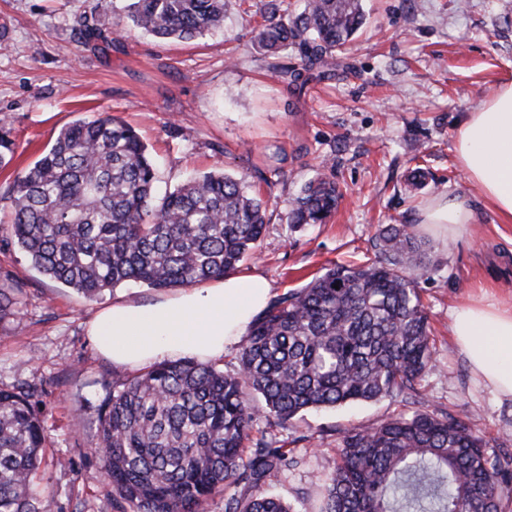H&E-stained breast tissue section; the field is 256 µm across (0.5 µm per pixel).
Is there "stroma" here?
<instances>
[{
	"label": "stroma",
	"instance_id": "1",
	"mask_svg": "<svg viewBox=\"0 0 512 512\" xmlns=\"http://www.w3.org/2000/svg\"><path fill=\"white\" fill-rule=\"evenodd\" d=\"M268 0H231L223 30L161 43L136 29L116 34L122 0H0V195L53 144L65 125L100 114L135 128L157 163L159 186L224 169L245 177L267 203L255 256L238 273L264 275L273 295L325 268L373 259L385 224L412 225L432 246L418 283L434 339L422 387L433 407L464 417L503 461H512V401L477 379L450 332L454 309L490 294L512 298V223L470 188L454 145L467 112L512 78V0H362L365 23L337 53L336 72L296 81V50L266 55L253 36ZM96 34L85 38V27ZM343 196L323 224H289L286 202L318 169ZM418 187H411L415 173ZM466 196L476 222L457 237L423 224L439 194ZM0 284L16 289L0 322V387L44 389L48 430L39 475L51 512H99L105 475L90 445L98 409L122 370L100 355L88 321L113 300L147 303L158 292L128 282L89 300L35 270L0 230ZM381 400L309 412L285 427L300 466L269 488L300 512H317V478L332 465L342 431L384 419Z\"/></svg>",
	"mask_w": 512,
	"mask_h": 512
}]
</instances>
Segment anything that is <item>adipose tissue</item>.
Wrapping results in <instances>:
<instances>
[{
  "label": "adipose tissue",
  "instance_id": "obj_1",
  "mask_svg": "<svg viewBox=\"0 0 512 512\" xmlns=\"http://www.w3.org/2000/svg\"><path fill=\"white\" fill-rule=\"evenodd\" d=\"M457 164L502 223L512 222V81L462 122ZM474 220L467 198L440 195L424 214L456 235ZM270 300L259 274H229L207 288H185L141 305L116 301L88 325L97 349L119 367L139 369L164 358H222L226 346L247 335ZM452 333L477 377L502 399L512 400V303L470 301L459 305Z\"/></svg>",
  "mask_w": 512,
  "mask_h": 512
}]
</instances>
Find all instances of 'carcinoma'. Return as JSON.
Wrapping results in <instances>:
<instances>
[{
    "label": "carcinoma",
    "mask_w": 512,
    "mask_h": 512,
    "mask_svg": "<svg viewBox=\"0 0 512 512\" xmlns=\"http://www.w3.org/2000/svg\"><path fill=\"white\" fill-rule=\"evenodd\" d=\"M124 2L135 29L181 42L223 27L229 4ZM279 12L268 4L257 47L296 50L317 78L364 21L361 0H306L291 18ZM155 182L130 125L78 119L9 185L10 238L41 274L89 300L131 281L193 286L255 253L266 203L245 178L210 171L160 198ZM340 197L336 181L316 173L288 201L289 223H323ZM374 248L370 263L330 267L272 298L235 370L183 358L113 381L93 442L104 510L205 512L222 492L224 512H296L265 485L300 458L287 441L255 435L256 421L285 426L310 410L388 399L406 410L343 433L339 461L321 478L319 512H506L512 470L419 387L434 358L418 288L430 246L408 225L387 224ZM47 442L38 395L0 388V512H50L37 481Z\"/></svg>",
    "instance_id": "1"
}]
</instances>
